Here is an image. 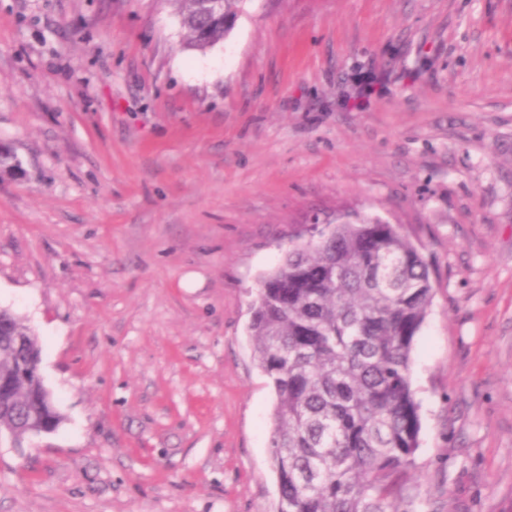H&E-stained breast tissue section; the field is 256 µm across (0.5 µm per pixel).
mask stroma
<instances>
[{
  "instance_id": "1",
  "label": "stroma",
  "mask_w": 512,
  "mask_h": 512,
  "mask_svg": "<svg viewBox=\"0 0 512 512\" xmlns=\"http://www.w3.org/2000/svg\"><path fill=\"white\" fill-rule=\"evenodd\" d=\"M0 307L64 417L0 512H275L261 279L343 209L433 272L402 512H512V0H0ZM208 12L224 15L228 21L209 17L202 11V0H171L176 6L184 35V48L204 52L224 40L230 33L232 21H236L248 0H204Z\"/></svg>"
}]
</instances>
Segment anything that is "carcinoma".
Listing matches in <instances>:
<instances>
[{
    "mask_svg": "<svg viewBox=\"0 0 512 512\" xmlns=\"http://www.w3.org/2000/svg\"><path fill=\"white\" fill-rule=\"evenodd\" d=\"M184 48L224 40L248 0H224V20L202 0H171ZM422 253L379 216L339 211L316 242L288 251L258 288L250 322L254 360L275 394L269 440L276 512H399L408 497L421 432L412 353L432 302ZM36 334L0 311V374L18 356L5 338ZM62 416L31 376L0 401V431L57 428Z\"/></svg>",
    "mask_w": 512,
    "mask_h": 512,
    "instance_id": "1",
    "label": "carcinoma"
}]
</instances>
